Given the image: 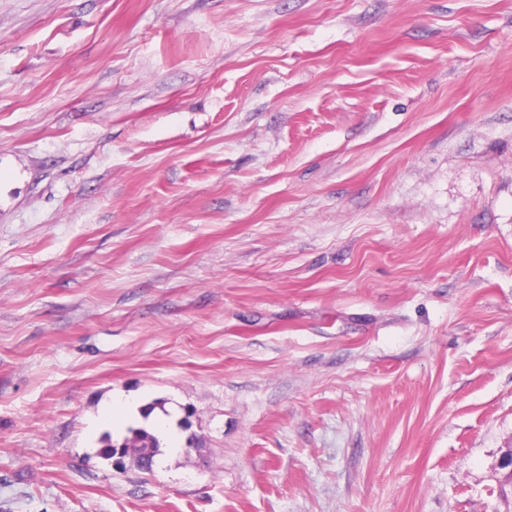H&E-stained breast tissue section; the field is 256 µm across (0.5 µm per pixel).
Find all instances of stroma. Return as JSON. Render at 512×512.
I'll return each mask as SVG.
<instances>
[{
    "label": "stroma",
    "mask_w": 512,
    "mask_h": 512,
    "mask_svg": "<svg viewBox=\"0 0 512 512\" xmlns=\"http://www.w3.org/2000/svg\"><path fill=\"white\" fill-rule=\"evenodd\" d=\"M511 447L512 0H0V512H512ZM141 402L136 397L117 396L112 398V403L106 408V414L112 418V425L121 430L131 416L139 414ZM150 422L156 433L166 444L165 448H180V435L172 425V418L164 414L152 415ZM130 436L124 438L120 444H108L102 452V455L108 459H115L113 461L115 467L123 468L125 466V458L129 454V448H136L137 445L143 443L145 447L149 445L150 457L149 459L154 463V458L159 454L160 448L158 441L152 435L147 433L144 429H130ZM148 458H143V467L149 470Z\"/></svg>",
    "instance_id": "1"
}]
</instances>
